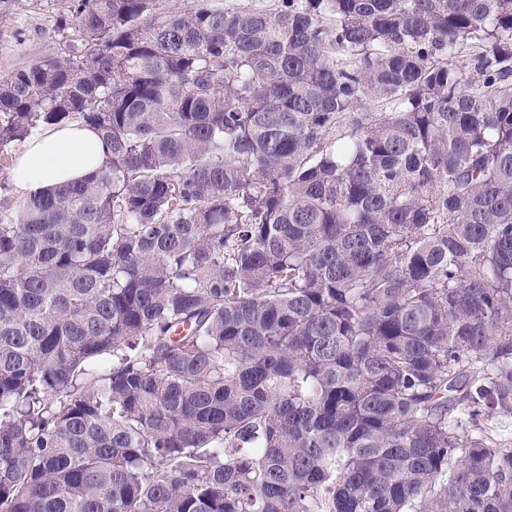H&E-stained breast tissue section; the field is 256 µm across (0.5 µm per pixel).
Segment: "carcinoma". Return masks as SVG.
Instances as JSON below:
<instances>
[{"instance_id": "1", "label": "carcinoma", "mask_w": 512, "mask_h": 512, "mask_svg": "<svg viewBox=\"0 0 512 512\" xmlns=\"http://www.w3.org/2000/svg\"><path fill=\"white\" fill-rule=\"evenodd\" d=\"M59 2L0 169L109 156L0 185V512H512V0ZM26 143L14 148L16 160ZM107 152L102 138L89 127L73 123L49 128L29 140L12 171L0 170V182L9 185L12 197L29 198L34 192L94 174L104 165Z\"/></svg>"}]
</instances>
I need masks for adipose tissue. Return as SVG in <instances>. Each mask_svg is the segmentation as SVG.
Returning <instances> with one entry per match:
<instances>
[{
    "label": "adipose tissue",
    "instance_id": "1",
    "mask_svg": "<svg viewBox=\"0 0 512 512\" xmlns=\"http://www.w3.org/2000/svg\"><path fill=\"white\" fill-rule=\"evenodd\" d=\"M108 148L99 134L73 123L34 135L11 171L19 198L84 179L105 163Z\"/></svg>",
    "mask_w": 512,
    "mask_h": 512
}]
</instances>
